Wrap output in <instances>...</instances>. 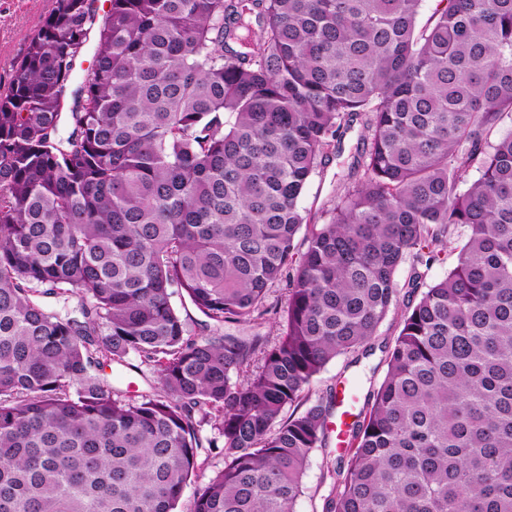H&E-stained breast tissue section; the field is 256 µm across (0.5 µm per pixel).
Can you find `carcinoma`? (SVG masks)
I'll return each instance as SVG.
<instances>
[{
  "label": "carcinoma",
  "mask_w": 512,
  "mask_h": 512,
  "mask_svg": "<svg viewBox=\"0 0 512 512\" xmlns=\"http://www.w3.org/2000/svg\"><path fill=\"white\" fill-rule=\"evenodd\" d=\"M93 2L54 0L0 95V512H175L205 447L192 512H295L339 407L313 385L398 305L326 512H512V0L422 27L421 0ZM356 121L313 225L298 201ZM460 229L446 277L398 288ZM176 295L279 338L192 336ZM132 353L139 400L99 375ZM199 460L202 463V468L198 471L197 476H193L187 483L178 505L177 510L179 512H190L196 492L204 487L217 471L223 468L222 458L215 456L214 453L208 456L207 453L202 451Z\"/></svg>",
  "instance_id": "obj_1"
}]
</instances>
